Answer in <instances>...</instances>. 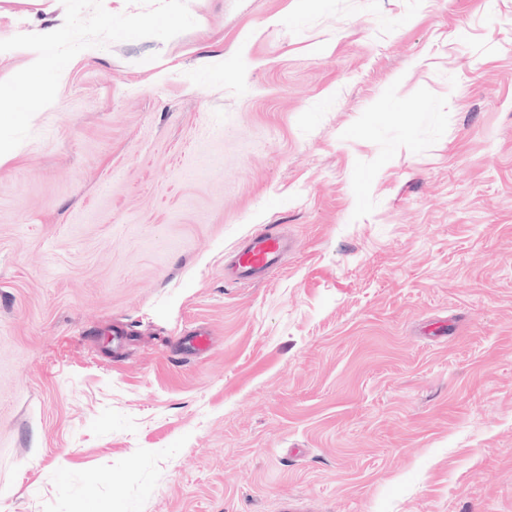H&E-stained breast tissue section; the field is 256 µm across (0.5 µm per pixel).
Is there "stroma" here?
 Segmentation results:
<instances>
[{
  "instance_id": "1",
  "label": "stroma",
  "mask_w": 512,
  "mask_h": 512,
  "mask_svg": "<svg viewBox=\"0 0 512 512\" xmlns=\"http://www.w3.org/2000/svg\"><path fill=\"white\" fill-rule=\"evenodd\" d=\"M187 3L0 162V512H512V0ZM292 242L267 227L248 236L231 251L227 259L230 278L237 283H252L270 274L282 262Z\"/></svg>"
}]
</instances>
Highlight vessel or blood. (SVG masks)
Listing matches in <instances>:
<instances>
[{
  "label": "vessel or blood",
  "instance_id": "vessel-or-blood-1",
  "mask_svg": "<svg viewBox=\"0 0 512 512\" xmlns=\"http://www.w3.org/2000/svg\"><path fill=\"white\" fill-rule=\"evenodd\" d=\"M292 247L291 242L272 228L248 236L227 256L230 277L238 283H252L277 269L282 256Z\"/></svg>",
  "mask_w": 512,
  "mask_h": 512
}]
</instances>
